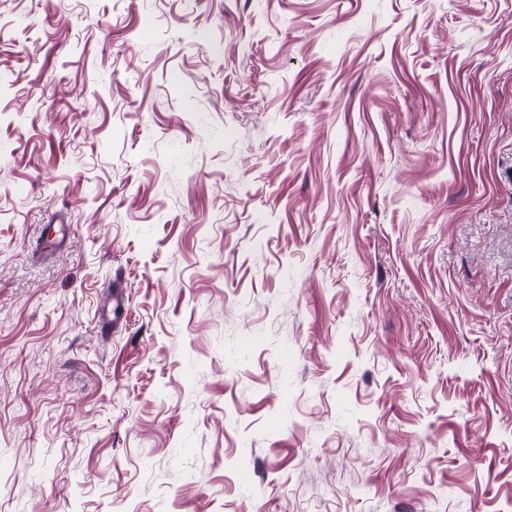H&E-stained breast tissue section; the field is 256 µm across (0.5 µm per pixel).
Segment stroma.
Returning <instances> with one entry per match:
<instances>
[{"instance_id":"obj_1","label":"stroma","mask_w":512,"mask_h":512,"mask_svg":"<svg viewBox=\"0 0 512 512\" xmlns=\"http://www.w3.org/2000/svg\"><path fill=\"white\" fill-rule=\"evenodd\" d=\"M0 512H512V0H0ZM111 304L107 308V314L104 321L105 326L116 328L126 320L127 312L125 308L124 293L121 285L115 284L112 287Z\"/></svg>"}]
</instances>
